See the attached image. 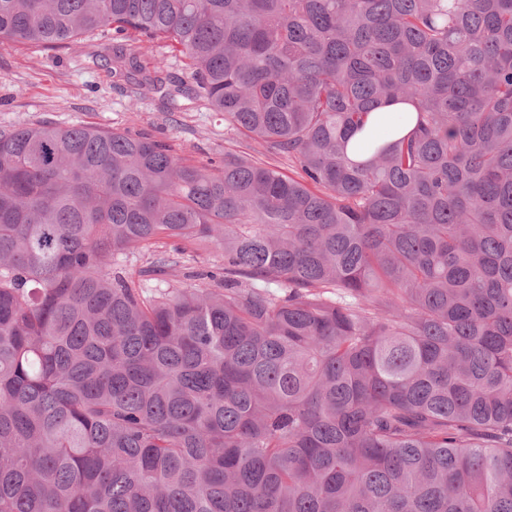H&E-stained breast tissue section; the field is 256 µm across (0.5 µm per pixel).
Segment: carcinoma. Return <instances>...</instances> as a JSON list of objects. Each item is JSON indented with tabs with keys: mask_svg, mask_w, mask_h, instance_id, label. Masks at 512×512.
Wrapping results in <instances>:
<instances>
[{
	"mask_svg": "<svg viewBox=\"0 0 512 512\" xmlns=\"http://www.w3.org/2000/svg\"><path fill=\"white\" fill-rule=\"evenodd\" d=\"M98 31L296 175L0 127V512H512V0H0ZM154 55L156 58L162 59L168 72L188 84L191 83L189 73L186 70L185 59L177 52H172L165 42L156 41L154 43ZM195 260H188L182 267L178 268L175 273L178 276L172 279H180L183 281L184 273L192 270H213L216 271L218 268L224 267V255L220 252L211 248L208 251H199L198 256ZM191 268V269H188Z\"/></svg>",
	"mask_w": 512,
	"mask_h": 512,
	"instance_id": "obj_1",
	"label": "carcinoma"
}]
</instances>
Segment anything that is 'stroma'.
<instances>
[{
    "label": "stroma",
    "mask_w": 512,
    "mask_h": 512,
    "mask_svg": "<svg viewBox=\"0 0 512 512\" xmlns=\"http://www.w3.org/2000/svg\"><path fill=\"white\" fill-rule=\"evenodd\" d=\"M110 43L104 35L82 38L66 49L0 40V127L52 122L118 128L167 142L189 163L218 162L231 152L288 170L287 158L228 133L223 113L208 110L203 101H188L170 112L162 94L133 96L124 81L113 77L111 65L92 60Z\"/></svg>",
    "instance_id": "stroma-1"
}]
</instances>
